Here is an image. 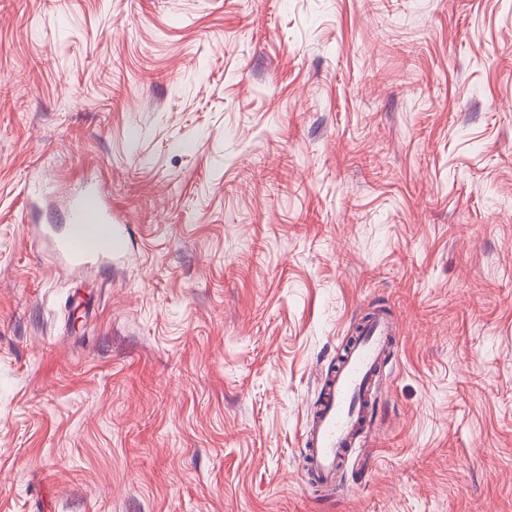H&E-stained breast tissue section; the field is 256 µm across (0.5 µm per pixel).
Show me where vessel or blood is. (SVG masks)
<instances>
[{"mask_svg":"<svg viewBox=\"0 0 512 512\" xmlns=\"http://www.w3.org/2000/svg\"><path fill=\"white\" fill-rule=\"evenodd\" d=\"M69 221V232L53 245L71 264L108 258L120 251L122 240L112 208L96 186H86L72 198ZM398 339L393 315L385 309L374 310L329 377L322 407L304 431L309 471L315 481L335 482L340 463L368 426L381 367Z\"/></svg>","mask_w":512,"mask_h":512,"instance_id":"1","label":"vessel or blood"}]
</instances>
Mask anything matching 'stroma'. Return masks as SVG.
Listing matches in <instances>:
<instances>
[{
  "label": "stroma",
  "mask_w": 512,
  "mask_h": 512,
  "mask_svg": "<svg viewBox=\"0 0 512 512\" xmlns=\"http://www.w3.org/2000/svg\"><path fill=\"white\" fill-rule=\"evenodd\" d=\"M90 181L128 232L70 267ZM0 512H512V0H0ZM398 339L393 315L375 309L329 377L322 407L304 431L315 481L326 485L336 481L339 464L371 421L380 370Z\"/></svg>",
  "instance_id": "stroma-1"
}]
</instances>
